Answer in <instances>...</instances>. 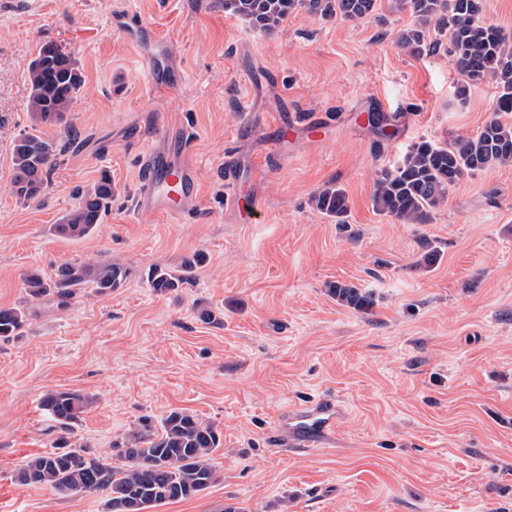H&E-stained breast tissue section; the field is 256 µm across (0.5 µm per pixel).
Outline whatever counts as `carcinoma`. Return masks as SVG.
<instances>
[{
	"label": "carcinoma",
	"mask_w": 512,
	"mask_h": 512,
	"mask_svg": "<svg viewBox=\"0 0 512 512\" xmlns=\"http://www.w3.org/2000/svg\"><path fill=\"white\" fill-rule=\"evenodd\" d=\"M376 0H224V11L245 20L267 34L274 33L292 13L304 10L321 19L340 16L364 19ZM414 24L397 34V43L420 55L436 49L427 41L431 27L450 32L456 68L470 82L488 74L501 87L494 113L475 134L446 146L424 140L414 143L400 164L383 170L376 182L373 203L376 210L404 224H423L432 209L443 203L448 189L464 174L490 164L512 163V124L501 116L512 112V50L507 37L494 25L479 20L482 0H401ZM29 111L35 126L15 141L10 157L12 190L25 201L37 198L64 148L45 136L42 125L63 122L81 87L82 77L71 53L57 45H43L29 67ZM78 203L54 225L57 235L82 238L101 223L112 205V176L101 172L88 189L75 191ZM317 210L344 223L348 200L340 188L327 187L312 198ZM192 263L180 269L154 268L149 286L174 291L191 279ZM129 271L119 263L96 265L65 263L50 281L32 273L25 279L33 298L49 293L65 305L76 291L92 286L105 294L120 287ZM332 295L348 306L370 307V296L357 288L335 285ZM24 311L0 308V338L13 336L23 325ZM93 402L88 395L71 390L50 391L41 397L46 413L65 433L73 431L80 414ZM221 447L216 429L184 410H172L160 421V428L146 426L119 450L124 464L114 466L87 456L86 449L68 442L46 455L29 458L16 472L24 486L49 489L60 495L103 492L110 512H152L169 501L187 499L206 490L215 480L211 464Z\"/></svg>",
	"instance_id": "1"
}]
</instances>
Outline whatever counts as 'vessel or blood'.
<instances>
[{
  "instance_id": "obj_1",
  "label": "vessel or blood",
  "mask_w": 512,
  "mask_h": 512,
  "mask_svg": "<svg viewBox=\"0 0 512 512\" xmlns=\"http://www.w3.org/2000/svg\"><path fill=\"white\" fill-rule=\"evenodd\" d=\"M151 83H167L165 55L159 40H150ZM142 177L136 197V208L153 214H170L173 203L190 197L196 185V172L188 164L175 160L165 150H150L140 160ZM341 408L334 399L320 397L290 410L282 417L278 435L291 447L316 448L324 444L333 429Z\"/></svg>"
}]
</instances>
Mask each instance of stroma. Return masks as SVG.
Masks as SVG:
<instances>
[{
    "label": "stroma",
    "mask_w": 512,
    "mask_h": 512,
    "mask_svg": "<svg viewBox=\"0 0 512 512\" xmlns=\"http://www.w3.org/2000/svg\"><path fill=\"white\" fill-rule=\"evenodd\" d=\"M412 21L396 0L362 20L297 11L271 34L224 0L0 10V307L25 313L0 339V512H108L105 494L62 496L15 473L63 435L115 462L116 444L173 410L218 430L216 478L154 512H512V165L465 174L424 224L373 207L382 170L416 142L476 133L499 93L491 76L468 84L447 35L421 56L399 48ZM153 35L179 77L160 90L141 45ZM45 43L73 55L83 86L68 125L45 127L65 149L25 201L9 157L33 124L28 68ZM374 105L404 138L367 123ZM172 131L198 191L177 216L138 212L140 158ZM104 170L101 224L56 235ZM329 186L347 195L345 223L311 203ZM186 259L192 283L150 288V268ZM105 260L130 270L115 291L87 287L63 307L27 294L29 271ZM338 283L372 307L337 303ZM49 390L94 396L73 433L41 409ZM322 395L344 407L327 443L279 444L281 415Z\"/></svg>",
    "instance_id": "stroma-1"
}]
</instances>
